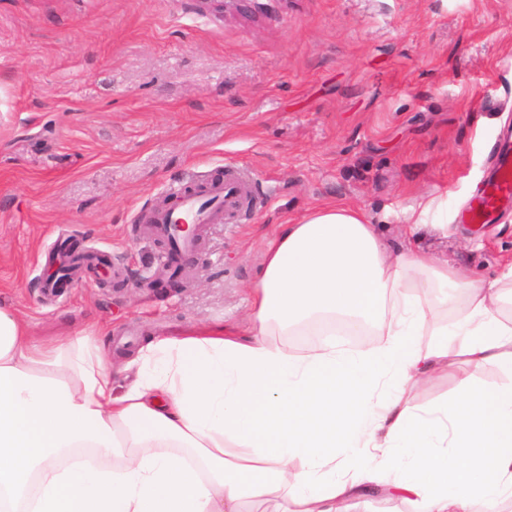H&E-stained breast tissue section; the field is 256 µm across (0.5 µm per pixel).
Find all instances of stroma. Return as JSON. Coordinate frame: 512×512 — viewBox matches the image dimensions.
Instances as JSON below:
<instances>
[{
  "mask_svg": "<svg viewBox=\"0 0 512 512\" xmlns=\"http://www.w3.org/2000/svg\"><path fill=\"white\" fill-rule=\"evenodd\" d=\"M508 124L512 0H0V304L42 342L96 329L116 368L152 339L242 335L267 238L328 202L363 211L392 253L501 276L512 208L483 228L455 217ZM231 167L256 205L205 225L171 275L143 214ZM68 237L119 276L45 298ZM463 369H440L419 410L457 396Z\"/></svg>",
  "mask_w": 512,
  "mask_h": 512,
  "instance_id": "stroma-1",
  "label": "stroma"
}]
</instances>
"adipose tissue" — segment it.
I'll use <instances>...</instances> for the list:
<instances>
[{
    "instance_id": "ef3b65f1",
    "label": "adipose tissue",
    "mask_w": 512,
    "mask_h": 512,
    "mask_svg": "<svg viewBox=\"0 0 512 512\" xmlns=\"http://www.w3.org/2000/svg\"><path fill=\"white\" fill-rule=\"evenodd\" d=\"M443 289L435 298V289ZM248 338L148 344L115 387L98 337L33 342L0 305V512H346L379 486L416 512H501L512 501V316L500 280L468 279L422 249L388 257L359 209L323 205L268 241ZM463 312L434 325L439 302ZM367 328L350 353L321 315ZM306 325L298 353L274 331ZM433 339H425V331ZM464 357L504 377L460 381L427 415L412 402ZM97 462H64L72 448Z\"/></svg>"
}]
</instances>
